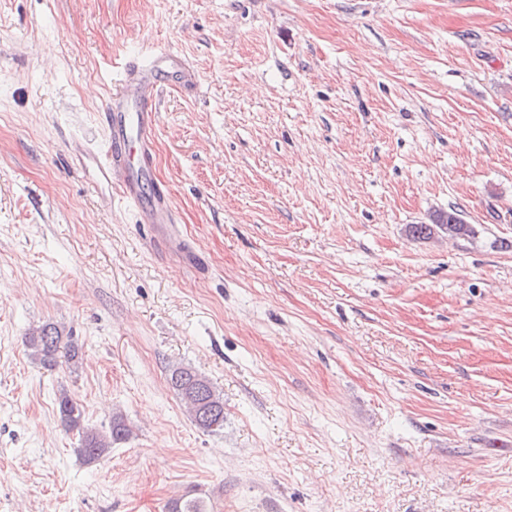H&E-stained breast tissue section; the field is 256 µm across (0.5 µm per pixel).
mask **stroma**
Listing matches in <instances>:
<instances>
[{
    "instance_id": "1",
    "label": "stroma",
    "mask_w": 512,
    "mask_h": 512,
    "mask_svg": "<svg viewBox=\"0 0 512 512\" xmlns=\"http://www.w3.org/2000/svg\"><path fill=\"white\" fill-rule=\"evenodd\" d=\"M152 48L193 76L156 107L176 247L67 148ZM451 209L475 238L409 235ZM46 322L77 368L29 358ZM61 388L130 439L85 464ZM193 496L512 512V0H0V512ZM169 384L187 409L194 425L204 432L224 430V398L205 375L189 365L173 366Z\"/></svg>"
}]
</instances>
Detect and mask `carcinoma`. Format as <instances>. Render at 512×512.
<instances>
[{
    "label": "carcinoma",
    "mask_w": 512,
    "mask_h": 512,
    "mask_svg": "<svg viewBox=\"0 0 512 512\" xmlns=\"http://www.w3.org/2000/svg\"><path fill=\"white\" fill-rule=\"evenodd\" d=\"M448 233L454 239L473 238L475 227L465 222L461 214L452 210L439 217L435 224H412L411 236L430 239L435 231ZM25 345L33 361L47 370L65 363H78L79 347L74 336L54 323L32 328L24 336ZM169 384L187 409L194 425L204 432L217 434L224 431V398L205 375L189 365L179 364L170 370ZM57 413L62 425L77 433L79 455L94 463L106 455L115 444L128 440L132 430L121 414L112 415L104 433L84 423V410L65 389L55 395ZM169 512H208L202 498H177L168 504Z\"/></svg>",
    "instance_id": "1"
}]
</instances>
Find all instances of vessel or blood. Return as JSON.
Listing matches in <instances>:
<instances>
[{
  "label": "vessel or blood",
  "mask_w": 512,
  "mask_h": 512,
  "mask_svg": "<svg viewBox=\"0 0 512 512\" xmlns=\"http://www.w3.org/2000/svg\"><path fill=\"white\" fill-rule=\"evenodd\" d=\"M188 74L181 58L158 51L131 58L121 87L109 97L102 114L108 132L106 149L75 143L73 157L94 188L114 187L137 211L141 224H172L166 195L145 201L144 186L151 176L156 126L155 102L163 85L180 86Z\"/></svg>",
  "instance_id": "vessel-or-blood-1"
}]
</instances>
